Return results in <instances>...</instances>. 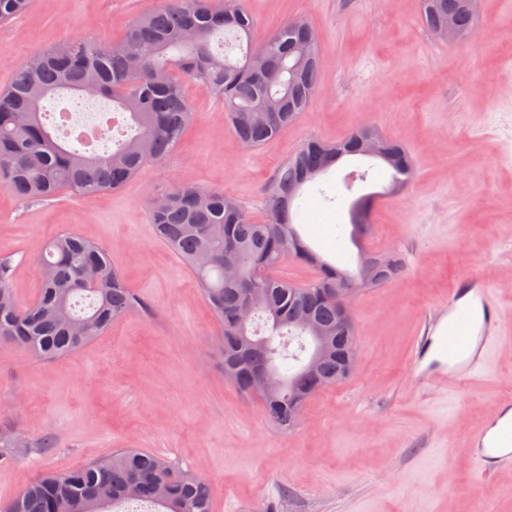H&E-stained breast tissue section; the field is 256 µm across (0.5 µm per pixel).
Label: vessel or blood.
<instances>
[{
    "mask_svg": "<svg viewBox=\"0 0 512 512\" xmlns=\"http://www.w3.org/2000/svg\"><path fill=\"white\" fill-rule=\"evenodd\" d=\"M492 285L459 274L443 303L424 317L412 357L415 373L451 385L480 374L493 330L500 318ZM478 465L476 481L492 482L500 467L512 463V420L492 421L469 435Z\"/></svg>",
    "mask_w": 512,
    "mask_h": 512,
    "instance_id": "1",
    "label": "vessel or blood"
}]
</instances>
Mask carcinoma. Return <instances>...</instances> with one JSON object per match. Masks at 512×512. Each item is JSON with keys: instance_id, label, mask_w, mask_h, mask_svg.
<instances>
[{"instance_id": "obj_1", "label": "carcinoma", "mask_w": 512, "mask_h": 512, "mask_svg": "<svg viewBox=\"0 0 512 512\" xmlns=\"http://www.w3.org/2000/svg\"><path fill=\"white\" fill-rule=\"evenodd\" d=\"M31 0H0V22L25 13ZM477 0H424L423 22L435 32L453 16L468 36L475 31ZM245 0H165L137 17L123 38L112 42L70 39L38 49L19 64L0 90V182L19 200L38 202L68 190L94 195L123 187L150 162L165 160L195 119L185 85L194 82L224 103L228 123L245 148L258 147L294 124L320 85L321 48L315 30L289 18L263 39ZM61 92L78 99H103L125 118L130 134L103 154L67 145L48 122L44 102ZM373 130L354 128L329 144L307 139L277 170L266 187L264 213L273 222L253 221L222 192L174 185L162 208L149 202L158 239L189 266L221 327L224 355L251 373L272 368L285 381L299 378L310 343L308 320L329 337L330 353L318 376L305 378L265 403L266 418L282 432L296 427L293 408L336 385L341 363L336 351L355 346V327L343 323L336 289L357 275L323 257L300 234L307 216L303 189L318 183L345 157H359V141ZM379 161L388 186L405 185L412 172L406 148L389 137ZM374 195L350 206L349 224L336 235V248L351 244L357 264L368 255L355 225L371 227ZM292 259L317 270L294 284L275 275ZM241 267L242 283H224V264ZM398 260L381 262L370 288L399 274ZM12 260L0 259V339L44 359L70 355L103 336L112 322L148 309L110 264L98 243L71 232L51 239L42 258L37 302L20 305L11 288ZM255 304L248 324L239 321L246 300ZM23 435L0 427V461L17 453ZM0 512H213L209 480L184 475L164 458L138 448H120L80 468L33 480Z\"/></svg>"}]
</instances>
